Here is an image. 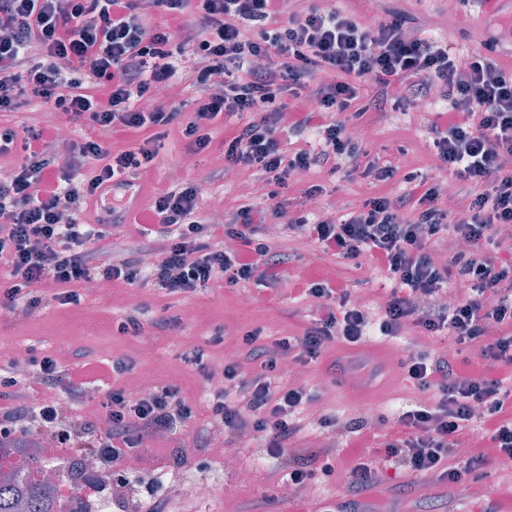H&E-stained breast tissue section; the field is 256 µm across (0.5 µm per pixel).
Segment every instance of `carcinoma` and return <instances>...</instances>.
Wrapping results in <instances>:
<instances>
[{
    "label": "carcinoma",
    "mask_w": 512,
    "mask_h": 512,
    "mask_svg": "<svg viewBox=\"0 0 512 512\" xmlns=\"http://www.w3.org/2000/svg\"><path fill=\"white\" fill-rule=\"evenodd\" d=\"M4 452L20 457L22 463L8 466L0 458V512H57V500L42 479L48 459L19 445Z\"/></svg>",
    "instance_id": "1"
}]
</instances>
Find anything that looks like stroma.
<instances>
[{"instance_id":"35a3bbf8","label":"stroma","mask_w":512,"mask_h":512,"mask_svg":"<svg viewBox=\"0 0 512 512\" xmlns=\"http://www.w3.org/2000/svg\"><path fill=\"white\" fill-rule=\"evenodd\" d=\"M404 11L435 36H445L473 49L479 47L485 37L483 26L462 13H449L448 0H364L362 16L384 19L388 12ZM431 115L410 110L402 115L392 113L378 125L369 126L366 148L388 150L395 154L401 170L414 168L432 171L437 161L431 140L425 134V126ZM161 152L155 166L147 174L139 192L140 203H147L152 188L169 183L172 168H179L181 176L208 182L207 176L214 164L188 156L185 141L178 129L168 130L161 139ZM247 174L239 173L220 182H208V213H224L235 210L248 184ZM323 184L327 192L318 200L322 211L331 210L334 202L343 197L364 200L367 197L394 189V182L371 183L358 175L348 176L316 170L300 175L292 183L289 193L299 196L313 184ZM304 259L302 266L292 268L290 283L284 284L279 296L253 289L250 309H243L242 296L236 289L215 284L205 295L171 296L152 286H127L113 284L111 297L84 294L80 304L53 307L23 321H8L0 326V364L15 358L21 347H35L45 354H56L59 345L73 331H81L86 337V348L96 359H130L134 366L129 372L114 378L115 386L135 392L144 377L153 383H173L192 395H200L201 374L188 366L184 354L194 347H203L210 368L224 364V350L237 346L244 331L259 328L273 339L301 335L310 323L313 311L309 300L300 298L292 285L293 279L317 271L322 276L345 284L362 277L372 282L365 302L376 306L383 302L389 284L385 275L377 271H365L354 263L323 254L311 243L299 247ZM139 307L145 319L168 318L174 323L168 336L150 342L119 334L115 324L124 312ZM221 330L223 340L211 343L214 330ZM438 337L426 336L415 327H408L401 336L390 341L370 340L358 354L353 370L360 373V380L333 381L324 364H310L305 385L314 395L313 412L334 414L340 418L361 415L368 407L388 418H396L414 404L428 400L429 395L406 381L395 364L407 349L419 346L439 347ZM163 362L161 371H154V362ZM379 367V375H372V367ZM190 433L183 432L172 439L154 438L144 443L141 457L132 461L133 471H157L167 449L180 448L188 454L179 474H192L201 479L211 478L220 472L219 480H213L212 493L206 503H198L186 497L173 503V512H240L252 499L271 493L269 485H259L242 479V472L261 466L276 467V459L270 458L256 442L236 443V468L225 470L221 461H201L192 456ZM380 486L365 494H355L349 477L343 468H336L329 477L316 476L310 485L294 491L290 497H277L274 512H291L302 505L311 512H441V504L448 496L447 488L425 477L408 476L394 464L379 467ZM512 497V478L505 476L503 467L490 470L478 492L460 498L457 512H487L488 507L500 500Z\"/></svg>"}]
</instances>
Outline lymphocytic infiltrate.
<instances>
[{"label":"lymphocytic infiltrate","instance_id":"obj_1","mask_svg":"<svg viewBox=\"0 0 512 512\" xmlns=\"http://www.w3.org/2000/svg\"><path fill=\"white\" fill-rule=\"evenodd\" d=\"M163 16L160 24L146 14ZM194 94L160 98L178 68ZM325 80H316V72ZM437 95L429 130L439 166L455 185L447 208L441 184L417 172L399 173L388 157L354 142L350 130L390 110H406ZM315 99L316 110L303 107ZM39 105L55 124L27 122L0 129V154L19 146L21 161L0 182V308L29 315L50 304L78 303L96 281L152 284L196 293L209 284L276 289L301 255L262 233L285 223L295 238L336 258L387 273L393 287L378 325L349 286L330 279L300 282L316 306L303 335L268 340L244 334L238 357L224 366V389L213 392L209 426L196 438L206 453L214 434L249 432L267 454L287 458L286 474L304 488L333 461L346 465L350 486L378 481V461L401 463L464 490L481 482L491 463L512 462V265L498 253L512 228V68L498 57V39L481 49L427 35L403 12L366 25L337 4L304 0H0V112ZM181 124L192 154L208 152L211 128L223 124L224 167L245 169L265 189L243 201L224 224L204 215L198 185L157 188L135 241L120 235L136 223L125 203L158 155L156 137L112 150V135ZM90 125L92 137L60 144L59 126ZM314 129L321 146L284 148L282 133ZM399 179L396 193L344 202L310 220L290 213L284 194L292 178L312 168ZM448 251L435 261L437 249ZM149 255L143 267L140 255ZM447 340L446 349L412 351L398 366L406 380L431 392L430 403L393 422L378 440L377 423L362 416H323L343 427L344 447L301 448L300 415L312 399L301 387L278 390L271 376L288 363L317 360L331 343L362 347L370 331L398 336L407 325ZM90 355L58 362L28 358L24 370L0 371V437L51 434L65 449L67 470L95 456L124 478V461L157 432L174 434L197 416L179 387L155 386L145 399L112 389L100 418L61 426L41 390L63 386L71 399L97 382ZM481 444L460 452L470 422Z\"/></svg>","mask_w":512,"mask_h":512}]
</instances>
